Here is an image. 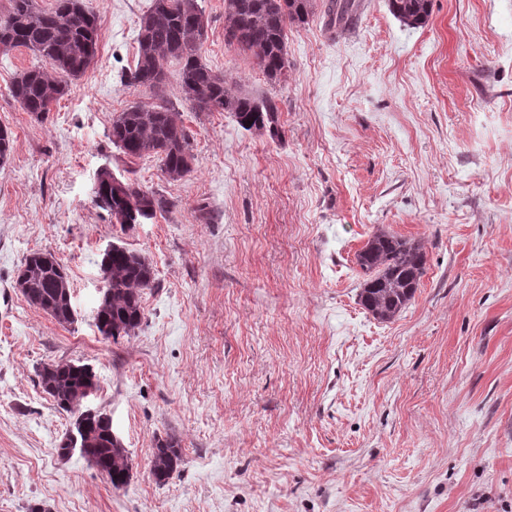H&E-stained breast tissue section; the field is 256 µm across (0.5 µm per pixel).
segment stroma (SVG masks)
I'll return each instance as SVG.
<instances>
[{
  "label": "stroma",
  "instance_id": "1",
  "mask_svg": "<svg viewBox=\"0 0 512 512\" xmlns=\"http://www.w3.org/2000/svg\"><path fill=\"white\" fill-rule=\"evenodd\" d=\"M84 3L97 57L43 117L8 90L35 55L0 54V512H512V0H432L416 27L354 0L332 28L316 0L276 82L226 42L224 0H199L202 62L275 97L282 136L194 111L168 62L192 170L172 181L139 160L133 181L170 207L125 229L93 191L98 169H124L113 115L150 99L120 76L152 0ZM379 230L427 255L387 323L362 306L356 262ZM115 242L155 279L139 330L113 342L94 316ZM33 252L64 266L74 323L16 288ZM60 360L94 369L127 487L57 455L73 418L37 371ZM167 437L183 462L159 484Z\"/></svg>",
  "mask_w": 512,
  "mask_h": 512
}]
</instances>
